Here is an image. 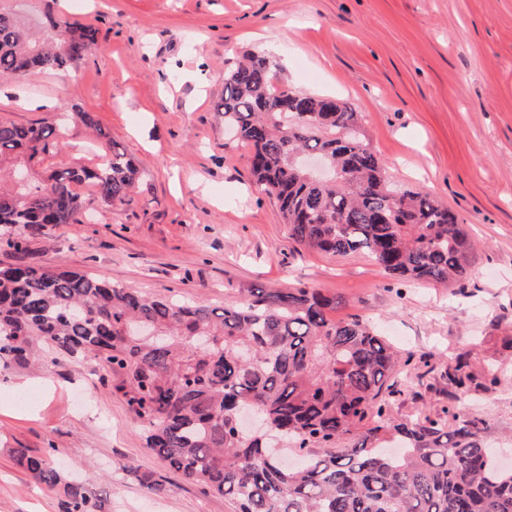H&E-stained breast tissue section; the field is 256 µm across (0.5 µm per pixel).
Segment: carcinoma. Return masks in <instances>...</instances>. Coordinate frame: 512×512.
<instances>
[{
  "instance_id": "obj_1",
  "label": "carcinoma",
  "mask_w": 512,
  "mask_h": 512,
  "mask_svg": "<svg viewBox=\"0 0 512 512\" xmlns=\"http://www.w3.org/2000/svg\"><path fill=\"white\" fill-rule=\"evenodd\" d=\"M98 45L96 29L46 17L34 34L0 8V78L21 82L62 70ZM262 53L224 71L217 111L250 149L252 174L275 198L290 238L333 257L363 252L391 278L446 283L466 273L473 244L457 216L431 195L393 186L363 141L358 112L286 86ZM66 124L0 120V172L62 144ZM89 182L108 208L137 183L117 146L94 169L68 162L14 187L0 179V241L16 249L48 225L80 224ZM338 299L319 289L253 288L236 303L147 298L64 269H0V365L92 360L144 427L146 446L204 493L236 512H512V467L487 445L488 425L462 397L497 386L459 362L441 374L448 405L421 420L391 415L404 390L391 377L414 355L393 349L371 324L332 317ZM149 327L161 336L133 332ZM294 448L281 466L271 441ZM18 466L63 488L62 512H97L99 495L69 480L52 451L12 450Z\"/></svg>"
}]
</instances>
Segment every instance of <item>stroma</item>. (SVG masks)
<instances>
[{"instance_id": "stroma-1", "label": "stroma", "mask_w": 512, "mask_h": 512, "mask_svg": "<svg viewBox=\"0 0 512 512\" xmlns=\"http://www.w3.org/2000/svg\"><path fill=\"white\" fill-rule=\"evenodd\" d=\"M21 15L53 13L92 25L98 47L66 73L0 84V119L57 121L92 113L106 134L70 124L63 160L92 167L109 143L139 179L128 200L101 206L87 184L81 223L0 247V268L32 263L87 272L156 297L221 306L250 289L319 288L341 300L335 317L376 324L404 353L424 358L417 393L397 420L448 402L441 372L465 357L500 382L464 405L499 435L512 434V0H0ZM264 52L281 84L348 103L390 181L429 193L475 239L465 276L398 284L361 253L304 250L277 203L253 180L249 153L216 106L224 70ZM52 97L58 112L30 109ZM16 448L52 450L59 469L99 493L103 512H234L146 448L142 425L90 364L46 371L0 368V512H60L57 490L36 483ZM152 476L160 489L142 482Z\"/></svg>"}]
</instances>
